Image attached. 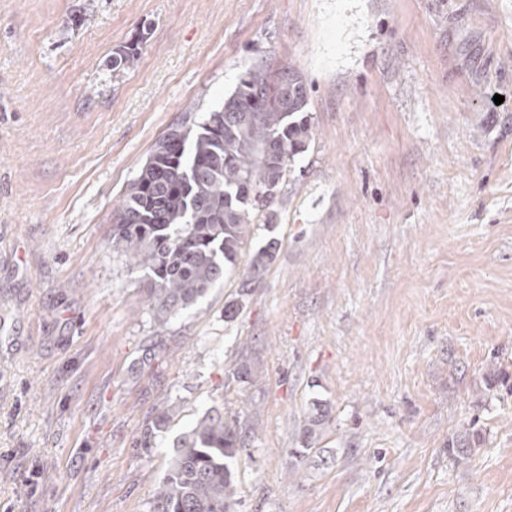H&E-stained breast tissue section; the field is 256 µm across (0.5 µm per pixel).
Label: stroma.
<instances>
[{
  "mask_svg": "<svg viewBox=\"0 0 512 512\" xmlns=\"http://www.w3.org/2000/svg\"><path fill=\"white\" fill-rule=\"evenodd\" d=\"M255 63L307 80L306 149L158 326L112 212ZM208 413L237 512H512V0H0V512H150ZM275 243V239H270L265 247L253 254L249 272L250 279L245 280L242 284L241 288L243 290H247L245 288H248L254 281H257L263 275L266 268L273 262L276 251ZM181 407L176 405H171L167 411L161 414L153 423L151 427H148L139 439L136 441V448H139L141 451L148 452L149 448H152L155 438V431L163 430L169 422L173 419L174 416L178 415Z\"/></svg>",
  "mask_w": 512,
  "mask_h": 512,
  "instance_id": "35a3bbf8",
  "label": "stroma"
}]
</instances>
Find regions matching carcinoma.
<instances>
[{
  "mask_svg": "<svg viewBox=\"0 0 512 512\" xmlns=\"http://www.w3.org/2000/svg\"><path fill=\"white\" fill-rule=\"evenodd\" d=\"M138 45L114 52L112 67L130 63ZM309 88L290 68L246 69L224 103L202 122L186 115L155 144L112 214V248L146 277L145 296L163 325L204 298L224 279L252 237L255 197L270 203L275 189L305 151ZM275 240L253 254L249 279L275 258ZM180 407L170 406L136 441L147 451ZM465 433L448 442V455H471ZM244 440L237 424L205 415L184 435L169 460L151 512H235L230 464Z\"/></svg>",
  "mask_w": 512,
  "mask_h": 512,
  "instance_id": "obj_1",
  "label": "carcinoma"
}]
</instances>
